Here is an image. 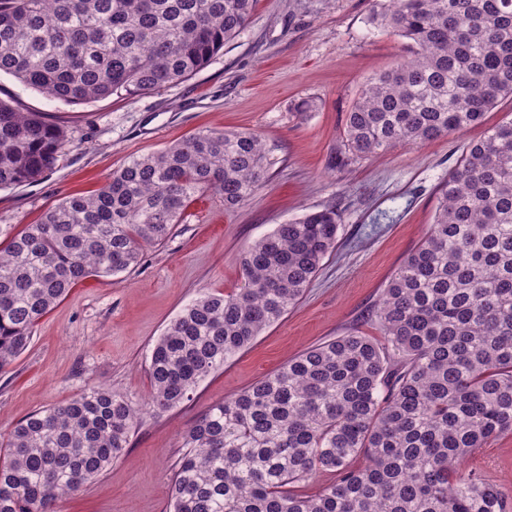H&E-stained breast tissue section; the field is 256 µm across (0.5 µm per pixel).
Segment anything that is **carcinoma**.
<instances>
[{
    "instance_id": "obj_1",
    "label": "carcinoma",
    "mask_w": 512,
    "mask_h": 512,
    "mask_svg": "<svg viewBox=\"0 0 512 512\" xmlns=\"http://www.w3.org/2000/svg\"><path fill=\"white\" fill-rule=\"evenodd\" d=\"M254 0H0V75L86 103L146 94L203 69ZM370 21L412 59L371 77L345 123V166L483 122L512 97V0H371ZM70 143L0 99V189L44 178ZM260 136L199 131L134 157L0 247V371L39 320L91 276L138 265L201 196L227 209L268 185ZM338 214L304 213L241 256L245 286L203 291L151 348L149 411L169 412L279 321L336 247ZM368 317L208 407L183 435L170 512H506L464 465L512 431V121L469 145L433 224ZM140 405L97 388L20 420L4 443L0 512L57 502L128 448ZM328 475L314 487L317 474Z\"/></svg>"
}]
</instances>
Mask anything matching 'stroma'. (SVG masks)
<instances>
[{"label":"stroma","mask_w":512,"mask_h":512,"mask_svg":"<svg viewBox=\"0 0 512 512\" xmlns=\"http://www.w3.org/2000/svg\"><path fill=\"white\" fill-rule=\"evenodd\" d=\"M369 14L370 0H257L243 32L207 66L138 96L70 105L0 76V98L43 113L72 138L44 179L0 190V229L10 233L69 196L97 190L133 157L201 130L256 133L269 158V185L245 206L193 201L139 265L83 280L42 318L26 352L0 373L1 437L27 415L91 388L145 401L151 348L184 306L204 289L242 288L241 253L276 225L331 205L339 215L336 248L298 303L201 382L190 402L143 415L124 456L63 500L60 512H167L182 436L208 406L311 346L353 331L377 336L367 312L432 224L441 185L470 143L512 119L506 98L462 133L337 166L361 86L413 54L409 40L372 27ZM302 98L316 105L304 119L292 110ZM466 464L512 499L511 431Z\"/></svg>","instance_id":"stroma-1"}]
</instances>
